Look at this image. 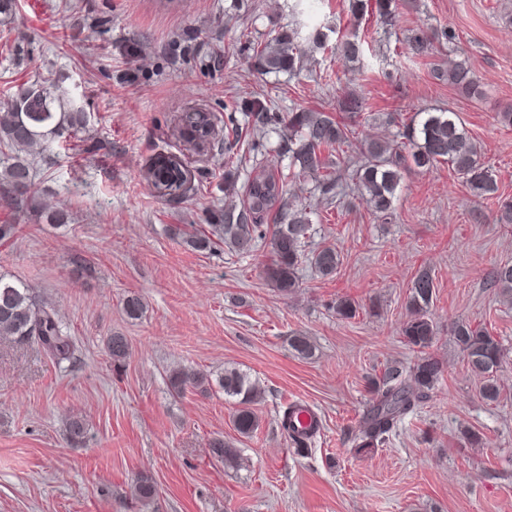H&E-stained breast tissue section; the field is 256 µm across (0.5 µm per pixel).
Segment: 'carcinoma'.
I'll return each instance as SVG.
<instances>
[{
	"mask_svg": "<svg viewBox=\"0 0 512 512\" xmlns=\"http://www.w3.org/2000/svg\"><path fill=\"white\" fill-rule=\"evenodd\" d=\"M349 9L358 21L367 12L376 14L378 20L390 30L395 26L398 0H349ZM302 25L299 21L288 24V30L269 41L253 46L254 67L261 73L300 70L303 66V51L300 49ZM453 39L452 30L429 33L415 29L406 37V53L414 57L429 54L433 41ZM341 55L350 61L363 56L361 43L355 38L341 41ZM437 76L448 80V84L468 94H480L479 85L466 61H453L448 71ZM61 94L54 83L45 79L18 89L7 102V112L0 115V166L7 189L22 199L27 194L32 176L33 162L29 157L47 148L48 144L66 136L76 134L82 128L84 116L79 112L52 111L54 102ZM246 117L251 122L257 139L268 131L288 123L289 167L293 178L311 180L314 190L321 196L333 199L342 188L336 169L325 162L324 153L340 151L352 145L349 125L333 119L324 112L297 110L283 116L270 112L258 101L244 102ZM396 136L401 139L403 154L394 150L385 140H367L362 147L365 162L356 170L358 185L366 196L372 214L386 216L393 209L402 172L412 168H430L446 163L463 179L473 194L479 198L496 199L498 187L486 168L479 161V149L462 126L455 113L438 109L434 112H417L409 122L398 124ZM155 187L161 196L174 195L187 182L180 163L173 158L160 155L151 166ZM288 194L283 178L272 172L257 176L246 189V200L242 204H228L224 208V223L209 225L210 231L190 235L188 246L206 251L220 244L243 250L253 242L270 238L271 263L266 275L272 286L283 296L292 295L299 288L298 269L302 260H307L323 276L336 272L341 258L336 248L325 246L310 255L305 247L311 237L312 224L306 209L288 208L287 223L269 228L264 224V215L280 199ZM492 283L505 292H512V263L497 266L492 272ZM436 294L434 279L421 272L410 288L407 309L409 320L401 331L406 345L421 351L418 360L411 366L393 365L373 382L372 398L367 408V421L360 430L357 447L372 448L386 440L398 420L412 412L426 400L443 375V365L425 352L436 337V328L430 314L433 296ZM0 336L18 342L36 341L51 359L60 362L74 357L77 344L58 319L54 309L37 299L30 288L20 281L0 275ZM450 336L462 353L468 369L482 379L479 396L487 402H496L501 389L495 377L503 359V347L498 339L485 327L474 326L464 320L453 323ZM106 351L115 362L126 359L129 346L125 337H107ZM173 391L182 393L188 387L206 392L215 384L224 391V396L233 400L232 414L235 429L242 435H250L257 429V418L253 405L260 398L257 385L239 370L230 369L216 380L197 371L175 370L170 375ZM284 410L281 421L283 432L300 450H305L313 435L305 437L290 427ZM212 454L233 464L237 449L222 439L210 444ZM134 493L143 502L155 495L152 478L141 474L136 478Z\"/></svg>",
	"mask_w": 512,
	"mask_h": 512,
	"instance_id": "obj_1",
	"label": "carcinoma"
}]
</instances>
